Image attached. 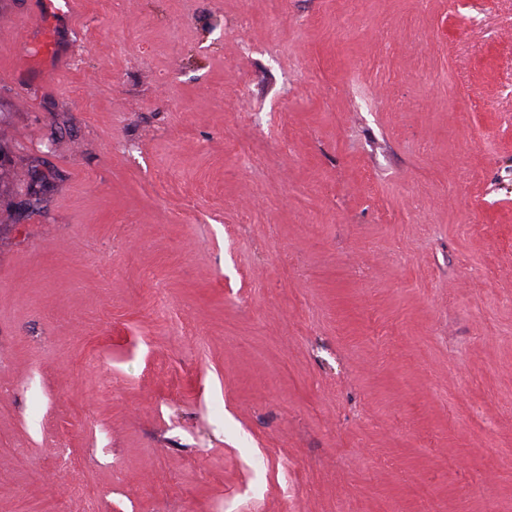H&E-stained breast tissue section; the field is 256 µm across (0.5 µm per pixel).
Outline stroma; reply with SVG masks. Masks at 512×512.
<instances>
[{
    "label": "stroma",
    "instance_id": "stroma-1",
    "mask_svg": "<svg viewBox=\"0 0 512 512\" xmlns=\"http://www.w3.org/2000/svg\"><path fill=\"white\" fill-rule=\"evenodd\" d=\"M418 483L512 512V0H0V512Z\"/></svg>",
    "mask_w": 512,
    "mask_h": 512
}]
</instances>
